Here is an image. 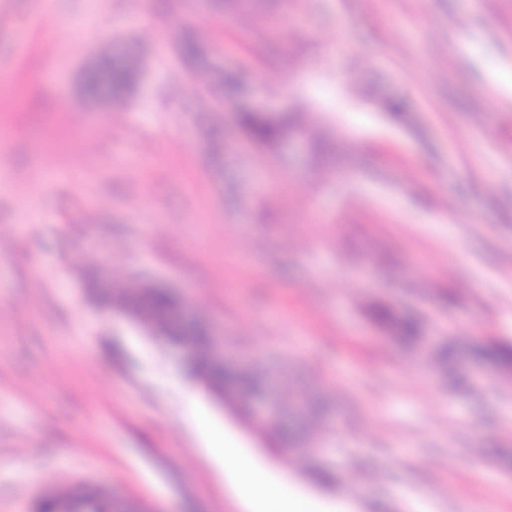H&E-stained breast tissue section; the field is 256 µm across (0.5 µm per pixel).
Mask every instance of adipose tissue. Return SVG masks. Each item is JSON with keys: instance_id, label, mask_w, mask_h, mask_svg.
I'll list each match as a JSON object with an SVG mask.
<instances>
[{"instance_id": "1", "label": "adipose tissue", "mask_w": 512, "mask_h": 512, "mask_svg": "<svg viewBox=\"0 0 512 512\" xmlns=\"http://www.w3.org/2000/svg\"><path fill=\"white\" fill-rule=\"evenodd\" d=\"M201 455L207 461L221 463L234 492L249 505L251 512H310L308 498L295 491L273 489L262 478L260 469L243 461L226 437H209Z\"/></svg>"}]
</instances>
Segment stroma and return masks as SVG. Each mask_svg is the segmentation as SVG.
Segmentation results:
<instances>
[{
  "instance_id": "stroma-1",
  "label": "stroma",
  "mask_w": 512,
  "mask_h": 512,
  "mask_svg": "<svg viewBox=\"0 0 512 512\" xmlns=\"http://www.w3.org/2000/svg\"><path fill=\"white\" fill-rule=\"evenodd\" d=\"M189 36L237 92L196 84ZM136 50L128 87L84 96ZM511 76L512 0H0V512L80 481L138 512H243L207 429L331 510L512 512ZM289 108L344 140L336 170L235 119ZM103 269L326 399L320 429L281 423L335 488L236 402L190 404L181 354L99 304Z\"/></svg>"
}]
</instances>
